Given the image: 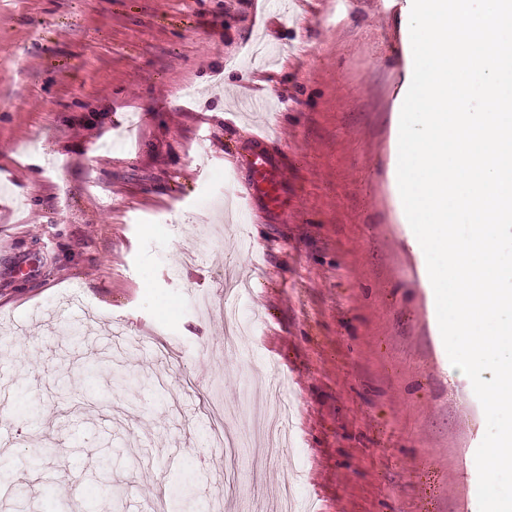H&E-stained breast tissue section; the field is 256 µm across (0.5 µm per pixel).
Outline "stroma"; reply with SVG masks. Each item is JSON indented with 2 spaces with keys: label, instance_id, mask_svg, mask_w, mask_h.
Returning a JSON list of instances; mask_svg holds the SVG:
<instances>
[{
  "label": "stroma",
  "instance_id": "1",
  "mask_svg": "<svg viewBox=\"0 0 512 512\" xmlns=\"http://www.w3.org/2000/svg\"><path fill=\"white\" fill-rule=\"evenodd\" d=\"M411 7L0 0L12 495L34 512H176L184 480L203 512H282L287 484L295 512H479L486 418L448 378L391 170ZM256 134L285 166L287 216L224 214ZM233 270L253 331L229 340ZM116 353L131 384L89 383L84 364ZM275 384L288 419L269 446L247 429ZM219 408L230 452L211 445Z\"/></svg>",
  "mask_w": 512,
  "mask_h": 512
}]
</instances>
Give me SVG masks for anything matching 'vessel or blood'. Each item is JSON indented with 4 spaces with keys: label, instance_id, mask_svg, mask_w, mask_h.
Listing matches in <instances>:
<instances>
[{
    "label": "vessel or blood",
    "instance_id": "vessel-or-blood-1",
    "mask_svg": "<svg viewBox=\"0 0 512 512\" xmlns=\"http://www.w3.org/2000/svg\"><path fill=\"white\" fill-rule=\"evenodd\" d=\"M250 174L248 200L267 213L279 215L288 209V192L284 185L281 163L265 148L264 138H257L248 161Z\"/></svg>",
    "mask_w": 512,
    "mask_h": 512
}]
</instances>
